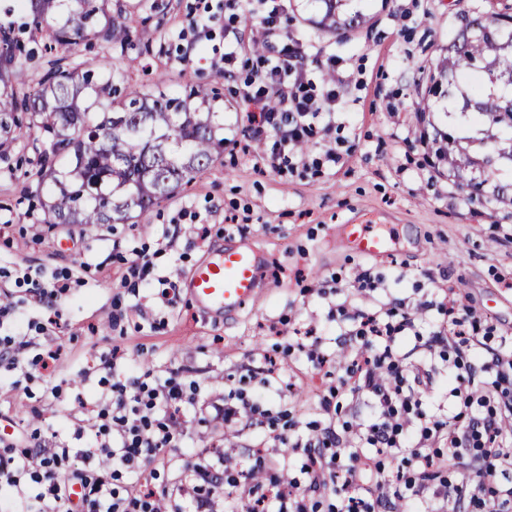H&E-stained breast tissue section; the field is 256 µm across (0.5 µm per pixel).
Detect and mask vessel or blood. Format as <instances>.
Segmentation results:
<instances>
[{
  "instance_id": "b4317fda",
  "label": "vessel or blood",
  "mask_w": 512,
  "mask_h": 512,
  "mask_svg": "<svg viewBox=\"0 0 512 512\" xmlns=\"http://www.w3.org/2000/svg\"><path fill=\"white\" fill-rule=\"evenodd\" d=\"M350 240L358 255L375 257L384 252L383 238L361 225H352ZM261 286L260 256L247 246H229L217 258L199 264L185 288L195 303L217 313L243 309Z\"/></svg>"
}]
</instances>
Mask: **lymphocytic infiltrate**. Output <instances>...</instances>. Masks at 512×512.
<instances>
[{
	"mask_svg": "<svg viewBox=\"0 0 512 512\" xmlns=\"http://www.w3.org/2000/svg\"><path fill=\"white\" fill-rule=\"evenodd\" d=\"M305 57V45L284 35L277 55L260 57L252 77L238 88L240 99L257 109L260 125L275 134L262 157L272 171L286 166L298 144L312 136L321 113L342 108L335 89L314 94ZM447 314V323L430 332L423 345L430 350L446 344L457 352L455 367L464 376L449 395L462 408H481L467 424L454 415L444 421L423 411V402L432 397L430 382L421 370L405 371L398 359L396 338L415 324L397 299L386 309L357 311V338L372 337L379 345L346 361L338 377L342 394L367 398L372 421L341 431L331 423L306 438L280 436L284 447L306 459L313 483L326 471L343 473L336 512H393L396 502L412 497L425 502L426 512H512V337H501L481 364L463 361L467 351L486 348L488 338L479 333L470 309L452 302ZM30 344L21 331L1 335L0 365L21 373L29 367L48 369L56 351L35 354L26 363L20 353ZM487 373L494 374L493 382L484 381ZM198 391L176 370L151 382L142 376L119 378L94 417L89 448L44 447L36 430L28 447L0 448V486L13 491L12 501L0 499V512H71L75 483L83 490L86 512H159L155 495L134 488L122 494L112 482L176 447L183 407ZM439 440L444 443L440 453L432 449ZM74 455L85 467L68 483L61 472ZM447 470L452 480L442 479ZM295 486V480L276 473L267 484L247 487V512H315L296 498Z\"/></svg>",
	"mask_w": 512,
	"mask_h": 512,
	"instance_id": "1",
	"label": "lymphocytic infiltrate"
}]
</instances>
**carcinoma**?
Segmentation results:
<instances>
[{
	"label": "carcinoma",
	"instance_id": "carcinoma-1",
	"mask_svg": "<svg viewBox=\"0 0 512 512\" xmlns=\"http://www.w3.org/2000/svg\"><path fill=\"white\" fill-rule=\"evenodd\" d=\"M321 31L344 32L364 22L360 15L336 13L340 0H315ZM0 22V152L30 116L50 145L41 154L42 180L50 181L45 208L52 224H125L143 216L191 181L224 149L214 113L193 104L207 95L185 98L160 91L147 94L119 86L98 59L76 55L89 39L124 45L130 17L109 0H12ZM68 55L51 63L32 92L26 91L21 57L25 42L44 31ZM481 70L479 85L466 74ZM428 78L426 90H442L445 111L496 126L512 141V0H491L482 19H474L449 40L447 55ZM455 171L478 168L490 179L493 157L471 155L460 147L451 160Z\"/></svg>",
	"mask_w": 512,
	"mask_h": 512
}]
</instances>
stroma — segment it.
<instances>
[{
    "label": "stroma",
    "mask_w": 512,
    "mask_h": 512,
    "mask_svg": "<svg viewBox=\"0 0 512 512\" xmlns=\"http://www.w3.org/2000/svg\"><path fill=\"white\" fill-rule=\"evenodd\" d=\"M133 18L131 43L83 46L85 58L106 60L124 81L143 91L185 95L191 85L211 89L208 108L224 120V152L188 185L143 217L126 224H51L42 208L47 185L40 157L21 135L0 159V303L15 304L24 323L43 327L35 349L61 347L54 371L18 380L0 372V421L39 429L47 447H79L73 423L78 399L98 404L108 394L99 353L118 349L115 375L166 378L183 369L201 386L200 402L223 403L240 390L268 416L288 411L292 430L308 435L327 424L325 400L336 386L342 344L354 320L338 306L373 310L404 301L417 325L434 330L438 303L456 293L493 336L512 335V204L471 203L468 179L452 176L433 144L444 135L479 137L480 128L449 122L441 99L423 100L418 67L435 68L462 19L484 16L486 0H347L363 24L348 38L313 27L315 0H297L281 27L310 44L304 68L322 92L332 68L345 82L344 111L323 116L292 170L261 171L265 143L255 138L250 113L234 90L249 69L225 79L212 63L224 54L230 14L252 39L254 20H243L222 0H125ZM208 19L196 42L191 19ZM335 149L336 161L326 157ZM367 224L387 241L378 257L354 253L347 227ZM231 242L259 249L263 286L232 316H212L193 304L185 281L193 268ZM146 252L154 273L124 287V258ZM67 283L53 307L39 303L22 282L24 272ZM373 288L359 289L358 272ZM316 345L324 365L311 362ZM414 337H399L404 367L425 361L436 398L447 401L454 350L414 352ZM318 387H310L311 379ZM178 447L146 471L124 475L118 489L146 481L163 496L167 512L191 492V457H227L232 478L244 481L256 460L281 467L285 451L269 427L225 425L211 415L187 414Z\"/></svg>",
    "instance_id": "stroma-1"
}]
</instances>
